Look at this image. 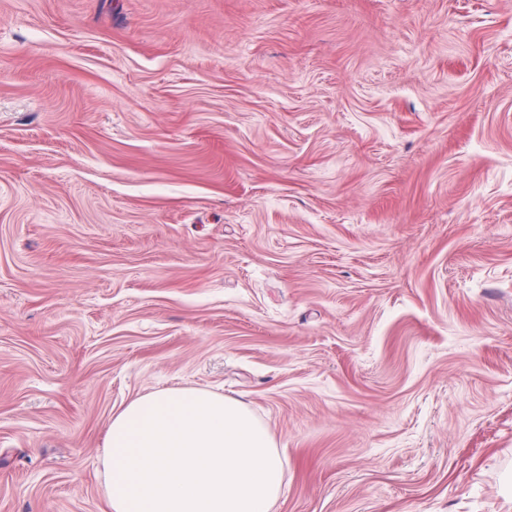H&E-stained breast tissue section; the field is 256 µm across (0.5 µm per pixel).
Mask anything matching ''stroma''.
Instances as JSON below:
<instances>
[{
    "label": "stroma",
    "instance_id": "35a3bbf8",
    "mask_svg": "<svg viewBox=\"0 0 512 512\" xmlns=\"http://www.w3.org/2000/svg\"><path fill=\"white\" fill-rule=\"evenodd\" d=\"M188 388L273 512H512V0H0V512Z\"/></svg>",
    "mask_w": 512,
    "mask_h": 512
}]
</instances>
